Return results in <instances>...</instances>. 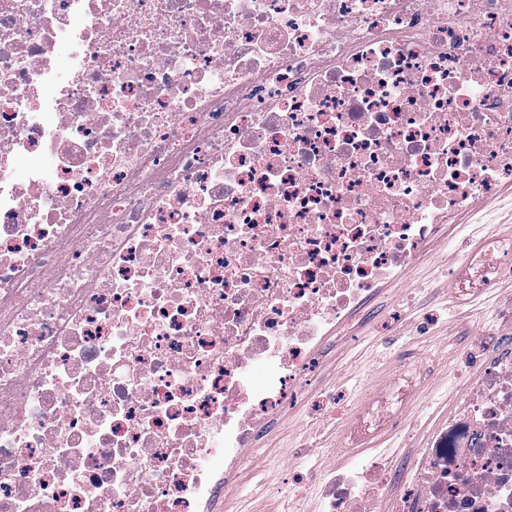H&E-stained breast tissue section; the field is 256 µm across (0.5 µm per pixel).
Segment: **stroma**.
Masks as SVG:
<instances>
[{
    "mask_svg": "<svg viewBox=\"0 0 512 512\" xmlns=\"http://www.w3.org/2000/svg\"><path fill=\"white\" fill-rule=\"evenodd\" d=\"M500 224L512 225V187L508 185L491 195H476L455 223L446 225L438 237L428 242L426 256L419 264L385 283L371 304L355 311L352 323L360 338L358 344L339 341L326 348L322 372L310 392L315 395L344 388L353 403L364 391L388 381L404 354H448V361L434 373L432 402L418 401L406 428L382 443L399 461L413 459L421 440L447 418L449 409L462 395L463 388L455 376L460 362L452 358V351L477 349L483 331L493 330L500 314L512 307V300L500 287L464 305H450L446 296L452 270L450 259L461 250L465 237L480 228L491 231ZM336 424V419L310 414L304 402L289 411L279 430L263 447L252 451L257 483L245 489L228 487L238 512H276L284 497L267 496L261 481L272 470L283 468L287 450L310 445L314 448L313 466L335 463Z\"/></svg>",
    "mask_w": 512,
    "mask_h": 512,
    "instance_id": "obj_1",
    "label": "stroma"
}]
</instances>
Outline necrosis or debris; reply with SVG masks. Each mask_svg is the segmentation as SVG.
<instances>
[{
	"label": "necrosis or debris",
	"instance_id": "obj_1",
	"mask_svg": "<svg viewBox=\"0 0 512 512\" xmlns=\"http://www.w3.org/2000/svg\"><path fill=\"white\" fill-rule=\"evenodd\" d=\"M505 182L512 0H0V512H233L337 327ZM502 252L459 295L511 285ZM461 358L405 475L294 491L512 512V310ZM432 370L343 437L403 430Z\"/></svg>",
	"mask_w": 512,
	"mask_h": 512
}]
</instances>
